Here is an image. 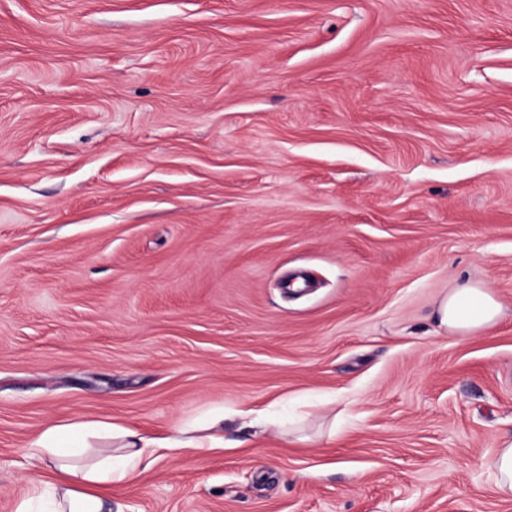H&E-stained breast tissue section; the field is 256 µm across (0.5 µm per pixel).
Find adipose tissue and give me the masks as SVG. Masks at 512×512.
Masks as SVG:
<instances>
[{
  "mask_svg": "<svg viewBox=\"0 0 512 512\" xmlns=\"http://www.w3.org/2000/svg\"><path fill=\"white\" fill-rule=\"evenodd\" d=\"M436 314L450 332L466 335L495 325L503 305L488 285L467 280L440 299ZM223 419L217 413L178 425L165 436L85 417L48 424L30 442L27 454L35 467L52 469L56 478L36 485L34 497L49 512H104L112 499L101 494V487L138 479L154 463L158 449L223 447Z\"/></svg>",
  "mask_w": 512,
  "mask_h": 512,
  "instance_id": "1",
  "label": "adipose tissue"
}]
</instances>
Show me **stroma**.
<instances>
[{
	"label": "stroma",
	"mask_w": 512,
	"mask_h": 512,
	"mask_svg": "<svg viewBox=\"0 0 512 512\" xmlns=\"http://www.w3.org/2000/svg\"><path fill=\"white\" fill-rule=\"evenodd\" d=\"M218 407L114 512H512V0H0V512ZM436 314L448 331L466 335L495 325L503 315V305L488 285L467 280L440 299ZM224 410L209 419L181 424L165 436L103 419L72 418L46 425L29 443L34 468L57 473L52 482L35 480V494L22 503L28 510L34 499L50 510L40 512H112V486L138 479L155 462L158 448L172 451L220 448L224 445ZM104 485L110 495L99 492ZM487 465L493 471L498 492L512 496V439L503 442V447L497 449Z\"/></svg>",
	"instance_id": "stroma-1"
}]
</instances>
